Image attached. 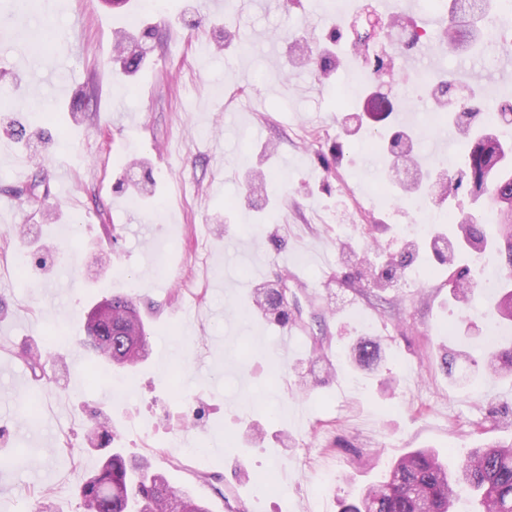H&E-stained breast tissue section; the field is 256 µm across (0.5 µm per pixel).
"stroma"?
Segmentation results:
<instances>
[{
  "label": "stroma",
  "instance_id": "obj_1",
  "mask_svg": "<svg viewBox=\"0 0 512 512\" xmlns=\"http://www.w3.org/2000/svg\"><path fill=\"white\" fill-rule=\"evenodd\" d=\"M0 0V512H83L79 489L103 451L86 434L109 422L110 445L149 459L209 512H340L354 489L417 448L456 469L469 448L512 443V377L488 379L444 354L479 357L512 343V324L479 289L461 313L448 273L421 257L381 290L345 282L362 257L381 265L412 251L404 225L471 211L468 189L445 204H409L369 142L422 130V182L458 176L467 147L423 127L433 98L411 92L417 73L395 56L393 112L373 117L347 93L368 63L352 46L368 19L387 24L385 0H344L317 21L316 0ZM342 38L331 43L329 34ZM138 36L139 65L117 43ZM340 67L318 75V52ZM42 68L30 72V60ZM504 57L436 54L433 70L472 79L488 99H512ZM70 177L58 181L59 166ZM274 172L270 195L247 177ZM41 201L28 202L29 188ZM43 264L16 267L23 243ZM165 249L166 269L152 255ZM288 282L298 322L245 314L254 289ZM131 297L150 355L132 373L93 358L85 323L102 300ZM381 344L373 369L350 348ZM37 352L33 377L23 361ZM132 377L134 395L112 386ZM80 448L77 461L61 448ZM282 488L265 491L268 471Z\"/></svg>",
  "mask_w": 512,
  "mask_h": 512
}]
</instances>
